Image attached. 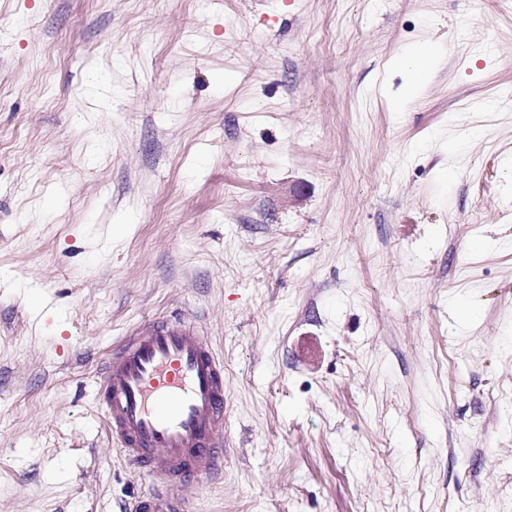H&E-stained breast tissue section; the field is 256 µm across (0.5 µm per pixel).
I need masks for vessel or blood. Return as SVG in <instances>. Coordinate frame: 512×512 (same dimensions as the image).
<instances>
[{"label":"vessel or blood","mask_w":512,"mask_h":512,"mask_svg":"<svg viewBox=\"0 0 512 512\" xmlns=\"http://www.w3.org/2000/svg\"><path fill=\"white\" fill-rule=\"evenodd\" d=\"M96 396L130 471L158 488L129 512H184L186 476L211 477L224 460V361L196 319H154L104 362Z\"/></svg>","instance_id":"vessel-or-blood-1"}]
</instances>
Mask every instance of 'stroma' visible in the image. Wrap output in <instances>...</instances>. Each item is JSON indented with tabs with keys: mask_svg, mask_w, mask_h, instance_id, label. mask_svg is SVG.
I'll list each match as a JSON object with an SVG mask.
<instances>
[{
	"mask_svg": "<svg viewBox=\"0 0 512 512\" xmlns=\"http://www.w3.org/2000/svg\"><path fill=\"white\" fill-rule=\"evenodd\" d=\"M173 311L191 512H512V0H0V512L151 489L96 382ZM399 63L407 70L414 86H420L424 82L431 68L430 55L422 50L408 52Z\"/></svg>",
	"mask_w": 512,
	"mask_h": 512,
	"instance_id": "35a3bbf8",
	"label": "stroma"
}]
</instances>
